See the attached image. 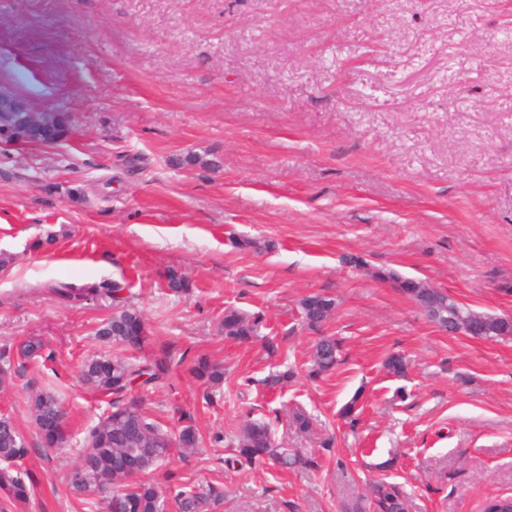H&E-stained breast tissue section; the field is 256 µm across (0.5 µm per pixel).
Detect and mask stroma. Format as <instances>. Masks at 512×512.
Segmentation results:
<instances>
[{
  "mask_svg": "<svg viewBox=\"0 0 512 512\" xmlns=\"http://www.w3.org/2000/svg\"><path fill=\"white\" fill-rule=\"evenodd\" d=\"M0 83L32 111L68 113L54 145L0 140V416L37 486L13 512H106L69 492L107 396L83 361L111 299L77 306L56 283L119 284L141 311L143 355L173 343L222 362L211 401L186 367L132 390L201 443L147 477L224 495L219 512H343L377 480L407 512H480L512 495V336L450 334L375 271L429 282L512 316V20L483 0H0ZM191 282L175 294L165 274ZM335 297L320 331L309 294ZM236 309L260 339L224 337ZM342 362L308 379L319 336ZM38 340L32 359L21 343ZM404 354L407 377L382 367ZM294 368L269 390L272 371ZM67 408L70 441L38 445L30 398ZM359 396L354 420L340 408ZM304 408L313 433L289 430ZM271 421L307 467L236 459L246 420Z\"/></svg>",
  "mask_w": 512,
  "mask_h": 512,
  "instance_id": "obj_1",
  "label": "stroma"
}]
</instances>
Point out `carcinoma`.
Instances as JSON below:
<instances>
[{"label":"carcinoma","instance_id":"obj_1","mask_svg":"<svg viewBox=\"0 0 512 512\" xmlns=\"http://www.w3.org/2000/svg\"><path fill=\"white\" fill-rule=\"evenodd\" d=\"M49 124L64 135L69 130L65 112H23L0 117V138L7 141L31 143L35 129ZM373 276L387 281L401 293L416 301L429 317H439L446 323L458 324L474 337L492 340L512 336V317L476 312L448 299V294L425 288L423 282L400 276L394 271H377ZM121 288L77 287L60 283L53 293L63 302L78 304L94 301L100 296L112 299L116 312L98 331V335L128 350H140L147 338L141 313L120 296ZM336 299L322 292L306 296L301 301L303 321L310 328H319L335 313ZM224 337L246 342L257 336V321L235 309L224 312L221 321ZM340 358V341L331 336L316 343L310 375L319 376L335 369ZM186 362V353L172 347L162 350L159 358L135 361L121 356L91 359L82 367L81 379L90 390L112 397L111 410L90 429L80 465L69 474L68 486L76 495L95 493L106 500L107 512H165V502H171L175 512H210L219 498L217 491L194 484H185L171 496L155 483L137 478L168 456L172 447L192 449L200 443L196 429L184 427L178 437H172L159 422L146 414L134 400H124L134 387L145 388L163 380L174 367ZM387 373L405 376L408 363L399 353L390 354L383 362ZM189 373L210 386L224 381V367L206 358L191 361ZM33 423L46 449L60 444L65 435V407L56 395L39 392L32 396ZM291 424L296 434L308 436L313 422L301 409L292 412ZM30 452L16 424L9 416L0 417V512H12V506L29 499L35 492L34 482H26L13 466ZM238 456L249 462L262 463L268 459L286 468L305 461L298 450L289 452L279 447L270 424L263 420L246 423L236 438ZM405 512L400 488L383 480L370 486V494L359 496L345 505V512Z\"/></svg>","mask_w":512,"mask_h":512}]
</instances>
